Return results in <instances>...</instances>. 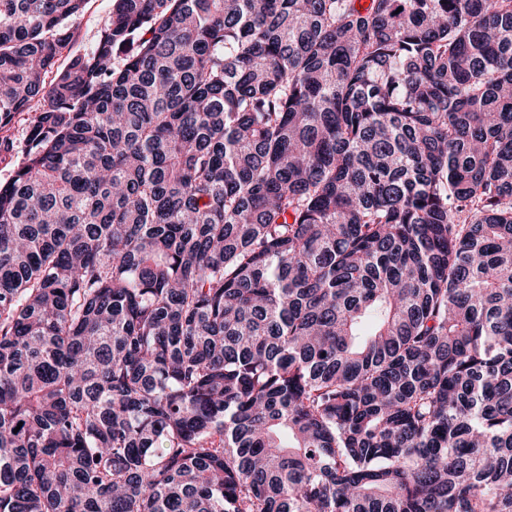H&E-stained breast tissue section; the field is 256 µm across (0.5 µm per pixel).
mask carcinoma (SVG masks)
I'll use <instances>...</instances> for the list:
<instances>
[{
    "mask_svg": "<svg viewBox=\"0 0 512 512\" xmlns=\"http://www.w3.org/2000/svg\"><path fill=\"white\" fill-rule=\"evenodd\" d=\"M0 0V512H512V0ZM110 10V0H89L87 2L83 13L73 20L74 26L79 31L78 40L72 43L59 57L55 68L46 75V82H50L54 78L57 69L60 71L64 68L71 56L82 54L95 44ZM43 100L35 98L30 108L25 112H20L15 116L11 125L2 133L8 135L13 143V151L7 157L0 155V183L3 185L13 178L17 168L25 157L27 135L31 125H33L42 109Z\"/></svg>",
    "mask_w": 512,
    "mask_h": 512,
    "instance_id": "1",
    "label": "carcinoma"
}]
</instances>
